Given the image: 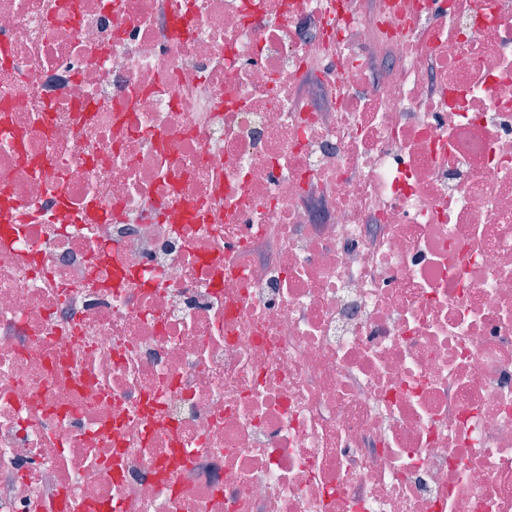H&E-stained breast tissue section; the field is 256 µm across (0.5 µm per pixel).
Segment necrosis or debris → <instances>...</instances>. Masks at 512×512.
I'll return each mask as SVG.
<instances>
[{
    "mask_svg": "<svg viewBox=\"0 0 512 512\" xmlns=\"http://www.w3.org/2000/svg\"><path fill=\"white\" fill-rule=\"evenodd\" d=\"M0 512H512V0H0Z\"/></svg>",
    "mask_w": 512,
    "mask_h": 512,
    "instance_id": "obj_1",
    "label": "necrosis or debris"
}]
</instances>
